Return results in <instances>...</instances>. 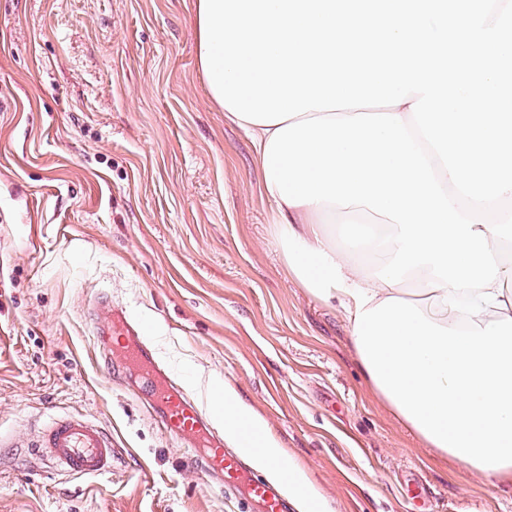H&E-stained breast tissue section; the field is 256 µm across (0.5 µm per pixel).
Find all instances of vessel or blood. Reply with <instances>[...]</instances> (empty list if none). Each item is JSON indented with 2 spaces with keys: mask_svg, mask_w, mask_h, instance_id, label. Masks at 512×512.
<instances>
[{
  "mask_svg": "<svg viewBox=\"0 0 512 512\" xmlns=\"http://www.w3.org/2000/svg\"><path fill=\"white\" fill-rule=\"evenodd\" d=\"M148 331L146 324H139L138 341L130 348L128 356L151 373L156 369V361L147 345ZM154 402L164 431L173 437L191 440L188 450L191 460L202 468L217 471L225 489L243 490L249 501L259 505L261 512H288L283 487L272 485L259 475L248 476L240 454L225 450L223 439L212 432L211 421L184 395L177 381L157 385ZM30 448L53 467L80 477H101L112 471L111 434L82 416L53 418Z\"/></svg>",
  "mask_w": 512,
  "mask_h": 512,
  "instance_id": "vessel-or-blood-1",
  "label": "vessel or blood"
}]
</instances>
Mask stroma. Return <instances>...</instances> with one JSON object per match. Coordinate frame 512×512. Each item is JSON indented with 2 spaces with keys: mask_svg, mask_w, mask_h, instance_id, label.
Wrapping results in <instances>:
<instances>
[{
  "mask_svg": "<svg viewBox=\"0 0 512 512\" xmlns=\"http://www.w3.org/2000/svg\"><path fill=\"white\" fill-rule=\"evenodd\" d=\"M197 0H0V512H245L167 434L105 294L149 326L202 411L206 379L264 420L332 512H512L376 397L341 310L290 278L250 137L197 65ZM55 413L111 429L94 480L24 443Z\"/></svg>",
  "mask_w": 512,
  "mask_h": 512,
  "instance_id": "stroma-1",
  "label": "stroma"
}]
</instances>
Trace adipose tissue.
I'll use <instances>...</instances> for the list:
<instances>
[{
	"label": "adipose tissue",
	"mask_w": 512,
	"mask_h": 512,
	"mask_svg": "<svg viewBox=\"0 0 512 512\" xmlns=\"http://www.w3.org/2000/svg\"><path fill=\"white\" fill-rule=\"evenodd\" d=\"M274 235L288 274L319 300L336 303L348 323L360 367L395 417L438 455L512 485V261L497 258L489 290L504 308L464 315L442 302L447 284L426 269L389 286L377 273L388 257L373 248L339 247L324 224L375 216L365 206L330 202L290 206L273 197ZM216 413L224 432L259 437L254 464L289 480L301 512L308 507L302 468L287 464L279 443L232 394Z\"/></svg>",
	"instance_id": "ef3b65f1"
}]
</instances>
